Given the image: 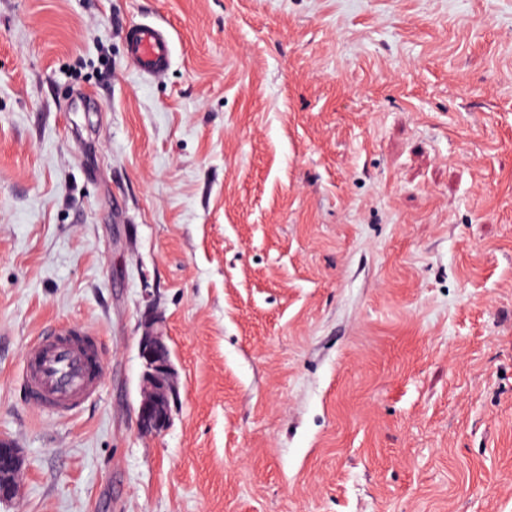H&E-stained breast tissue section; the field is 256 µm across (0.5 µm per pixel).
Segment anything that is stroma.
Wrapping results in <instances>:
<instances>
[{"mask_svg": "<svg viewBox=\"0 0 512 512\" xmlns=\"http://www.w3.org/2000/svg\"><path fill=\"white\" fill-rule=\"evenodd\" d=\"M67 323L59 420L17 377ZM0 439V512H512V0H0ZM128 63L141 76L154 79L171 66L173 39L157 21H133L126 28ZM138 341L141 360V400L138 426L146 434L162 435L171 424L180 394L174 365L168 357L167 336L157 315L145 317ZM100 368L95 332L70 324L42 331L27 347L20 381L34 406L66 420L97 391ZM23 467L19 448L0 440V501L12 500L18 493V477Z\"/></svg>", "mask_w": 512, "mask_h": 512, "instance_id": "obj_1", "label": "stroma"}]
</instances>
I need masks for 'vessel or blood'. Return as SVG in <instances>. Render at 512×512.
Returning a JSON list of instances; mask_svg holds the SVG:
<instances>
[{
    "mask_svg": "<svg viewBox=\"0 0 512 512\" xmlns=\"http://www.w3.org/2000/svg\"><path fill=\"white\" fill-rule=\"evenodd\" d=\"M128 63L141 76H162L172 63L173 39L157 21H134L126 28ZM99 345L95 332L79 324L44 330L27 347L20 374L30 402L66 420L97 388Z\"/></svg>",
    "mask_w": 512,
    "mask_h": 512,
    "instance_id": "b4317fda",
    "label": "vessel or blood"
}]
</instances>
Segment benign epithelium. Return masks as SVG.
<instances>
[{"instance_id":"1","label":"benign epithelium","mask_w":512,"mask_h":512,"mask_svg":"<svg viewBox=\"0 0 512 512\" xmlns=\"http://www.w3.org/2000/svg\"><path fill=\"white\" fill-rule=\"evenodd\" d=\"M166 339L162 320L153 314L145 317L138 341L142 366L138 426L142 432L158 436L169 429L180 397L178 377L168 357ZM22 467L20 449L1 439L0 501L17 496Z\"/></svg>"}]
</instances>
